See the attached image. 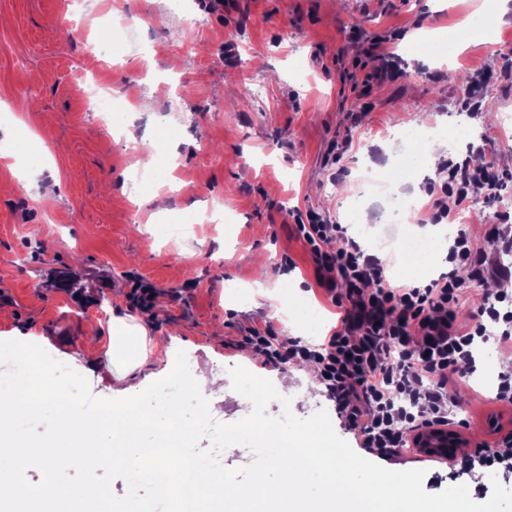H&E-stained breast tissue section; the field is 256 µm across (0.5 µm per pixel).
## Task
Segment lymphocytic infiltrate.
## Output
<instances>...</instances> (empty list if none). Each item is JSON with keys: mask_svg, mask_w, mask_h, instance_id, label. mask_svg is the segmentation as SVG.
<instances>
[{"mask_svg": "<svg viewBox=\"0 0 512 512\" xmlns=\"http://www.w3.org/2000/svg\"><path fill=\"white\" fill-rule=\"evenodd\" d=\"M499 184L494 162L471 166L448 159L438 167L434 187L457 203L473 192H493ZM294 230L307 245L311 260L340 324L321 344L279 342L272 328H252L241 345L267 364L309 363L319 382L348 423L360 431L359 445L380 458L408 447L409 436L426 427L449 426L455 396L452 375L473 372L475 350L488 338L512 348V273L498 262L512 250V229L492 228L484 243L459 231L448 248L451 272L421 285H396L383 261L349 239L342 225L318 213H294ZM466 278H459V271ZM497 282L494 295H482L476 313L458 320L464 281ZM491 441L473 459L490 470H512V429L491 423Z\"/></svg>", "mask_w": 512, "mask_h": 512, "instance_id": "1", "label": "lymphocytic infiltrate"}]
</instances>
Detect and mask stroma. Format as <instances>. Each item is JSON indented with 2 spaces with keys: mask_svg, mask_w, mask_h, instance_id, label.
<instances>
[{
  "mask_svg": "<svg viewBox=\"0 0 512 512\" xmlns=\"http://www.w3.org/2000/svg\"><path fill=\"white\" fill-rule=\"evenodd\" d=\"M188 15L168 0H0V97L19 91L16 110L0 112V340L34 336L61 362L89 358L82 340L87 322L112 309L128 310L137 282L157 291L152 310L138 317L156 342L157 377L172 370L177 351L189 364H209L227 375L244 365L277 380L293 377L292 411L301 418L326 410L336 433L355 443L316 378L293 364L265 368L243 358L237 343L244 328L272 323L281 340L322 343L338 311L317 282L294 211L313 210L347 221L361 198L375 219L374 238L390 269H400L394 241L413 236L411 224H393L386 196L363 182L366 170L384 171L427 222L434 198L428 185L438 163L419 174L399 168L405 142L394 135L401 116L425 113L433 129L449 128L461 115L473 72L485 112L472 125L474 143H455L450 158L494 159L504 180L498 196L476 193L465 226L450 224L433 263L419 280L449 271L445 258L458 231L476 242L512 198V9L498 0H186ZM490 11V31L420 55L419 41ZM139 18V40L154 52L141 58L119 17ZM202 19L194 26L190 17ZM183 33L181 41L172 31ZM383 54L399 70L381 77ZM112 86V110L138 137L155 143L152 168L172 170L168 181L145 186L168 205L157 212L129 196L126 179L132 147L95 119L82 87L91 76ZM155 109L138 110L144 97ZM350 140L334 159L331 145ZM232 210V224H208L207 214ZM185 223V234L164 236L161 221ZM295 266L283 271L282 256ZM476 355V370L457 377L469 454L488 441V412L502 413L512 428V406L497 402L501 352L495 342ZM386 468L425 470L423 486L438 493L467 485L474 501L489 499L492 480L512 489V472L491 474L475 466L449 469L404 449Z\"/></svg>",
  "mask_w": 512,
  "mask_h": 512,
  "instance_id": "35a3bbf8",
  "label": "stroma"
}]
</instances>
